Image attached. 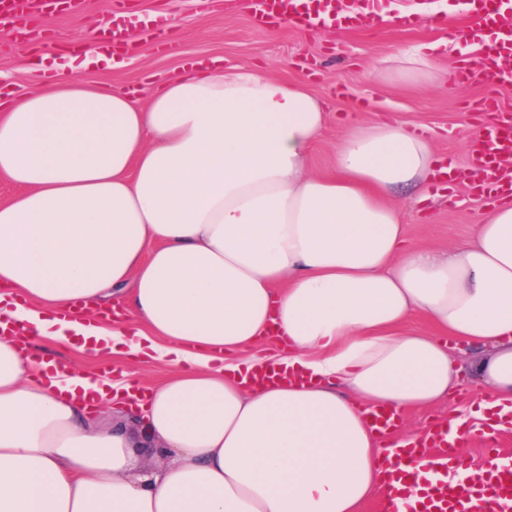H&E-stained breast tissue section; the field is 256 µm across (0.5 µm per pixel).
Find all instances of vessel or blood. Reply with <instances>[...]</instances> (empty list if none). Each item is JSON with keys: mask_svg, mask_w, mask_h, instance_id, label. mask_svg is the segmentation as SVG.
I'll list each match as a JSON object with an SVG mask.
<instances>
[{"mask_svg": "<svg viewBox=\"0 0 512 512\" xmlns=\"http://www.w3.org/2000/svg\"><path fill=\"white\" fill-rule=\"evenodd\" d=\"M255 14L261 19L294 20L307 30L316 32L338 23L359 27L369 23L370 16L361 0H318L309 6L307 0H252ZM473 25L468 34L483 44L481 53L463 61L457 70L459 82L482 80L492 86L512 84V0H470ZM38 0H0V14L21 31L42 28L37 10ZM112 35L106 48L113 56H122L128 48L129 31L124 15L112 14ZM490 113V122L481 123L479 132L467 143L472 161L469 179L475 194L488 198H512V167L504 160L512 156V113L505 111L495 99L480 105ZM457 442L443 424H436L424 437H418L400 448L383 451L380 466L386 475L389 498L406 501L408 512H512V464L501 460L494 446H487L483 474L467 483L455 482L465 462L457 452ZM431 453V468L437 473L435 486L424 496H417L413 483L406 481L403 465L416 458L420 450Z\"/></svg>", "mask_w": 512, "mask_h": 512, "instance_id": "b4317fda", "label": "vessel or blood"}]
</instances>
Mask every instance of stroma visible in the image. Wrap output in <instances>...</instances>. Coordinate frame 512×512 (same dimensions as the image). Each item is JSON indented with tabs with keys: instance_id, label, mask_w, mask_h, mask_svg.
<instances>
[{
	"instance_id": "stroma-1",
	"label": "stroma",
	"mask_w": 512,
	"mask_h": 512,
	"mask_svg": "<svg viewBox=\"0 0 512 512\" xmlns=\"http://www.w3.org/2000/svg\"><path fill=\"white\" fill-rule=\"evenodd\" d=\"M152 2L86 0L81 12L52 14L48 19L51 36L39 46L17 41L11 33L0 30V90L9 85L21 90L38 85L40 77L30 69L35 52L60 54L81 46L87 38L95 37L97 22L108 18L114 9L145 14ZM165 2L174 23L176 51H163L144 37L132 52L130 63L103 70L83 69L78 71V78L134 89L147 96L192 61L220 58L228 65L260 66L267 75L285 82H305L328 104L326 132L309 151V170L315 174L331 172L336 143L346 123L381 118L427 130L434 137L437 157L465 169L469 162L466 145L476 132L474 115L480 102L492 97L512 108V85L491 90L475 80L465 86L452 83L438 87L385 79L376 72L381 61L417 45L432 46L435 67L455 70L463 54L448 47L446 39L449 31L468 28L470 16L465 12L449 13L444 29L422 20L400 24L397 16L414 12L416 5L414 0H391V21L359 29L340 26L310 32L289 22L261 25L246 5L207 14L198 0ZM390 200L404 212L414 243L440 247L466 237L472 225L479 223L485 206L462 180L452 181L447 188L438 184L396 188ZM57 363L66 370L95 373L107 368L119 372L130 362L118 356L94 358L73 350L58 357ZM130 364L149 383L168 375L164 365L152 360Z\"/></svg>"
}]
</instances>
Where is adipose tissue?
<instances>
[{
    "instance_id": "1",
    "label": "adipose tissue",
    "mask_w": 512,
    "mask_h": 512,
    "mask_svg": "<svg viewBox=\"0 0 512 512\" xmlns=\"http://www.w3.org/2000/svg\"><path fill=\"white\" fill-rule=\"evenodd\" d=\"M76 68L0 94V322L41 342L0 339V512H362L384 483L366 410L453 398L455 340L487 390L452 430L512 408V205L410 245L388 194L439 170L424 133L352 123L316 175L326 105L302 83L218 58L143 102ZM74 346L169 375L54 370Z\"/></svg>"
}]
</instances>
